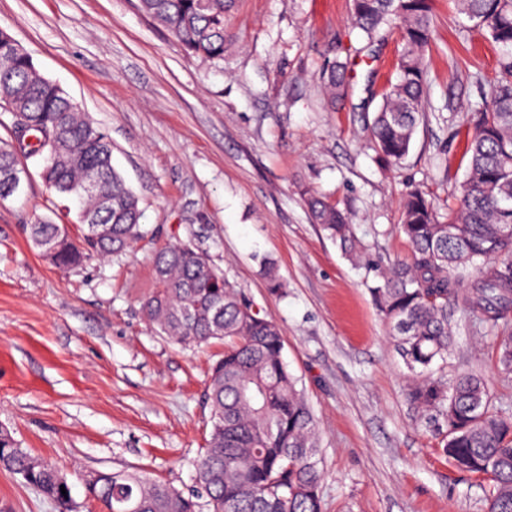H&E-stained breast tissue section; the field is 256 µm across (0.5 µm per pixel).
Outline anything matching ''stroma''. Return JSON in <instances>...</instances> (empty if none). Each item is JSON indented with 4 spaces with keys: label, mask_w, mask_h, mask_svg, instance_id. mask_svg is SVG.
<instances>
[{
    "label": "stroma",
    "mask_w": 512,
    "mask_h": 512,
    "mask_svg": "<svg viewBox=\"0 0 512 512\" xmlns=\"http://www.w3.org/2000/svg\"><path fill=\"white\" fill-rule=\"evenodd\" d=\"M432 7L426 112L407 158L389 166L369 139L398 35L356 57L350 0H236L220 61L187 54L137 0H0V29L108 134L143 211L133 247L62 270L26 238L47 198L37 168L0 201V429L60 466L73 512H101L85 487L96 471L196 488L193 461L211 428L204 390L224 347H180L143 318L153 252L167 242L204 251L279 326L317 423L323 512H487L486 482L451 466L406 399L410 373L372 278L304 202L310 192L346 210L368 252L390 264L410 254L398 228L407 195L441 205L459 195L468 109L488 96L497 51L452 0ZM334 57L352 62L335 110L319 79ZM451 325L442 375L482 374L512 415L492 332L459 310ZM0 512L58 508L0 469Z\"/></svg>",
    "instance_id": "35a3bbf8"
}]
</instances>
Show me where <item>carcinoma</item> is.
Masks as SVG:
<instances>
[{"label": "carcinoma", "instance_id": "cac0c4a2", "mask_svg": "<svg viewBox=\"0 0 512 512\" xmlns=\"http://www.w3.org/2000/svg\"><path fill=\"white\" fill-rule=\"evenodd\" d=\"M472 28L502 53L490 98L469 115L470 158L457 203L441 213L415 191L402 206L400 231L410 244L406 264L384 266L370 259L346 214L310 194L306 204L318 224L352 261L375 274L369 287L410 372L421 380L408 400L433 415L441 449L458 470L488 479L489 512H512V419L494 410L488 380L463 370L444 379L434 366L453 346L448 304L498 327L512 312V0H455ZM233 0H138L139 10L164 27L189 54L224 58L229 45L225 15ZM353 26L361 40L375 42L397 32L401 49L395 77L381 95L372 125L373 147L385 161L407 157L426 112L425 58L433 29L431 0H351ZM320 79L331 104L349 86L348 63L335 60ZM0 201L15 194V173L34 165L47 189L80 199L72 238L53 216L36 217L26 233L33 246L52 251L51 262L72 269L93 258L124 251L139 238V199L112 165V142L54 82L31 55L0 29ZM469 283L465 273L477 260ZM155 288L142 312L172 343H224L212 366L204 398L211 410L205 448L194 461L208 512H322L318 438L314 415L284 358L276 323L255 312L250 300L190 244L169 243L156 251ZM499 371L512 375V328L495 336ZM0 465L67 512L69 483L58 466L18 447L0 431ZM66 493H61V489ZM112 512L129 503L140 512H197V495L142 472L119 471L89 487Z\"/></svg>", "mask_w": 512, "mask_h": 512}]
</instances>
